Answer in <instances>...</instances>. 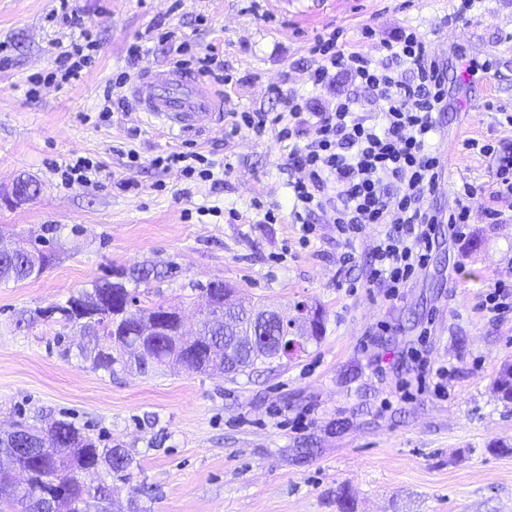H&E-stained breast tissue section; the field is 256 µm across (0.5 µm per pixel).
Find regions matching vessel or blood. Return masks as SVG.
<instances>
[{
  "instance_id": "b4317fda",
  "label": "vessel or blood",
  "mask_w": 512,
  "mask_h": 512,
  "mask_svg": "<svg viewBox=\"0 0 512 512\" xmlns=\"http://www.w3.org/2000/svg\"><path fill=\"white\" fill-rule=\"evenodd\" d=\"M139 112L168 131L204 135L224 118V101L191 70L170 64L142 71L130 87Z\"/></svg>"
}]
</instances>
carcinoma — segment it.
I'll return each instance as SVG.
<instances>
[{
	"mask_svg": "<svg viewBox=\"0 0 512 512\" xmlns=\"http://www.w3.org/2000/svg\"><path fill=\"white\" fill-rule=\"evenodd\" d=\"M54 253L32 246L14 255H0V281L23 282L39 278L51 265ZM224 282H210L200 288L206 295L201 311L198 339L189 344L178 330L177 309L163 301L140 304L139 293L121 281L102 279L84 288L63 304L38 307L17 319V326L35 322L64 329L95 326L93 347L86 354L96 369L111 374L136 370L155 372L177 363L196 373L228 371L239 374L276 361L271 349L252 351L241 338L263 336L272 341L289 336L292 330L271 322L258 326L254 306L230 297ZM310 322L306 345L321 339L324 314L318 307L300 304ZM498 398L512 404V363L503 364L495 381ZM0 512H108L110 489L101 483L89 486L83 473L105 468L106 473L128 483L133 480V458L124 448L106 447L98 437L81 431L66 420H54L44 427L19 423L12 432L0 433Z\"/></svg>",
	"mask_w": 512,
	"mask_h": 512,
	"instance_id": "carcinoma-1",
	"label": "carcinoma"
}]
</instances>
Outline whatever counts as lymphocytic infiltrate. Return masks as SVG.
<instances>
[{
  "label": "lymphocytic infiltrate",
  "instance_id": "lymphocytic-infiltrate-1",
  "mask_svg": "<svg viewBox=\"0 0 512 512\" xmlns=\"http://www.w3.org/2000/svg\"><path fill=\"white\" fill-rule=\"evenodd\" d=\"M61 25L78 30L59 52L50 78L57 85L78 80L91 64L93 31L59 0ZM386 54L375 60L338 49L335 39H316L312 86H322L343 72L353 92L314 107L311 98L288 93L273 119L246 117L255 132L279 125L291 140L287 163L301 176L291 181L292 212L304 232H312V213L329 214L345 243H353L368 226L381 225L362 276L366 284L397 297L423 269L436 243L439 217L425 198L444 175L432 144L437 112L448 105L445 76L428 59V45L416 32L404 31L384 42ZM411 79H404L403 71Z\"/></svg>",
  "mask_w": 512,
  "mask_h": 512
}]
</instances>
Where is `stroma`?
I'll use <instances>...</instances> for the list:
<instances>
[{
	"label": "stroma",
	"instance_id": "stroma-1",
	"mask_svg": "<svg viewBox=\"0 0 512 512\" xmlns=\"http://www.w3.org/2000/svg\"><path fill=\"white\" fill-rule=\"evenodd\" d=\"M55 6L0 0V190L20 177L39 187L24 204L0 202V245L42 238L57 254L40 278L0 284V429L63 419L123 445L137 464L139 512H340L343 496L351 512H512V451L491 449L512 444V405L493 391L512 362V310L482 307L488 285L512 284V193L496 190L498 159L512 155L503 121L512 114V0H479L459 20L450 0H72L96 49L81 79L62 87L45 79L58 42L71 37L47 22ZM153 25L178 30L185 59L223 61L224 122L210 134L174 138L129 99L97 121L106 86L166 65L169 47L158 42L127 60ZM408 28L430 43L448 89L435 143L450 169L427 202L446 215L463 184L483 193L463 235L437 226L427 267L390 300L346 285L377 227L356 242L352 267L339 264L344 247L326 214L310 215L315 232L302 243L288 145L240 116L278 112L282 91L311 92L319 105L349 90L342 74L311 88L315 38L379 58L382 41ZM469 141L494 152L466 149ZM175 150L200 152L224 173L205 182L155 165ZM78 156L99 162V184L62 182L61 166ZM269 210L276 223H265ZM489 210L499 223H488ZM141 264L163 271L149 292L182 308L187 331L199 286L220 280L289 315L300 302L321 305L324 335L251 373L143 376L93 368L79 331L17 328L20 311ZM426 361L448 367L444 391Z\"/></svg>",
	"mask_w": 512,
	"mask_h": 512
}]
</instances>
